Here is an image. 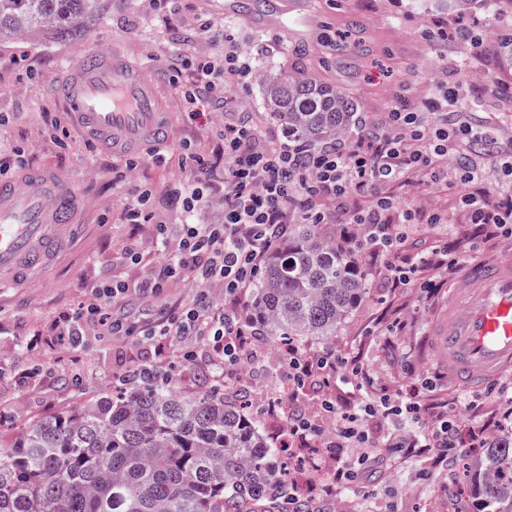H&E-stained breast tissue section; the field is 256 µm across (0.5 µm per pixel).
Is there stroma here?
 I'll list each match as a JSON object with an SVG mask.
<instances>
[{"label": "stroma", "mask_w": 512, "mask_h": 512, "mask_svg": "<svg viewBox=\"0 0 512 512\" xmlns=\"http://www.w3.org/2000/svg\"><path fill=\"white\" fill-rule=\"evenodd\" d=\"M321 20L315 42L278 43L276 36L241 19L229 21L236 43L251 52L258 68L278 71L303 60L322 79L352 93L365 120H382L391 107H417L430 89L442 84L458 91L460 104L474 127L491 131L481 162L494 165L496 145L512 142V74L498 66L491 51L493 27H512V12L485 0L471 26L483 34L477 51L462 50L454 34L455 21L437 0H311ZM223 22L221 0H178L175 11L155 10L148 0H112L105 17L79 39L57 43L41 32L0 43V176L13 177L16 166L54 165L72 179L86 199L81 242L64 252L43 280L0 294V442L10 443L25 424L70 411L90 399L118 389L126 372L139 364L169 375L178 394L190 396L216 388L212 354L205 341L195 344L196 359L181 357V345L164 337L100 336L86 328L80 343L62 335V315L95 302L101 286L124 281L128 289L120 305L126 321H151L162 310L189 305L198 290L190 273L167 288L158 300L144 297L137 284L154 261L126 259L131 242L150 244L157 224H178L183 214L176 192L180 182L193 179L182 158L197 156L224 168V114L252 117L270 139L281 137V124L263 105L257 80L234 85L226 104L205 99L189 104L200 64L223 56L224 43L198 27L199 15ZM123 52L148 68L171 115V135L161 156L143 157L128 170L124 156L103 154L76 130L53 90L68 67L87 53ZM147 193L149 221L128 223L126 212L135 194ZM417 223L396 255L376 247L361 250L372 292L336 336L325 342L299 343L300 351L324 352L360 360L374 395L386 394L406 403L443 406L463 431L486 441L512 427V374L493 387L465 390L450 385L437 371L427 344L433 317L448 305L454 283L444 270L429 268L423 288H393L384 280L388 263L410 265L418 253L439 242L456 262L469 258H512V234H490L466 223L458 206V191L440 190L429 179L392 189ZM448 217L447 226L424 218L431 210ZM257 357L239 371V393L225 394L227 403L248 413L265 436L278 468L309 512H479L469 489L470 448L453 462L437 459L427 448L436 419L400 425L378 417L366 429L371 444L383 448L396 435L404 448L388 454L380 468L367 471L358 484L344 489L329 475L334 464L318 444L283 449L288 435L272 414V404L316 413L322 400L348 411L360 400L358 392L330 375L327 383L288 388L282 366L288 344L258 335L252 339Z\"/></svg>", "instance_id": "1"}]
</instances>
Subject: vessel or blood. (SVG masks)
I'll use <instances>...</instances> for the list:
<instances>
[{"label":"vessel or blood","instance_id":"vessel-or-blood-1","mask_svg":"<svg viewBox=\"0 0 512 512\" xmlns=\"http://www.w3.org/2000/svg\"><path fill=\"white\" fill-rule=\"evenodd\" d=\"M318 20L306 0H272L264 27L285 39L306 38ZM86 136L101 148L169 140L153 80L120 56L90 54L56 90ZM72 182L46 167L0 181V285L41 276L82 227ZM432 358L450 384L481 388L512 369V262L463 265L447 309L432 322Z\"/></svg>","mask_w":512,"mask_h":512}]
</instances>
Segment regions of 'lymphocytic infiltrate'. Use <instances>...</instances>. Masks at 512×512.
Segmentation results:
<instances>
[{"mask_svg":"<svg viewBox=\"0 0 512 512\" xmlns=\"http://www.w3.org/2000/svg\"><path fill=\"white\" fill-rule=\"evenodd\" d=\"M253 74L250 54L232 40H225L223 62H210L202 68L199 94L216 96ZM479 141L467 113L458 107L457 94L445 90L426 98L417 109H392L385 121L363 124L355 136L329 149L269 140L263 128L249 118L225 123L224 193L220 200L223 223H187L173 238L166 225H159L152 240L159 259L141 288L144 293L159 294L181 267L192 272L197 287L223 288L228 304L218 308L201 295L179 312L166 313L140 326L128 325L105 311L125 289L122 282L113 280L103 287L102 303L65 317L62 333L80 336L90 325L104 336L117 332L128 336H198L212 348L217 374L225 387H232L247 342L239 321L238 299L288 225L308 217L327 221L328 203L350 202L356 191L370 187L375 191L370 205L357 209L354 217L366 245L386 241L405 246L415 215L401 209L388 188L406 181L409 174L423 171L440 186L462 189L460 202L467 223L511 231L512 196L493 202L471 190L472 185L489 179L488 170L468 153ZM451 156L456 159L454 167L444 166V159ZM334 368L340 369L344 383L355 390H363L368 382L366 371L357 362L348 361L340 367L327 353L310 354L295 348L287 353L285 370L292 384L322 378ZM394 410L386 395L361 401L356 409L338 415L337 432L329 439L316 419L293 411L289 414L288 440L294 444L321 440L323 455L337 463L333 480L350 484L357 480L362 465L381 459L362 429L364 421Z\"/></svg>","mask_w":512,"mask_h":512,"instance_id":"1","label":"lymphocytic infiltrate"}]
</instances>
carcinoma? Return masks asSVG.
I'll return each mask as SVG.
<instances>
[{
    "label": "carcinoma",
    "mask_w": 512,
    "mask_h": 512,
    "mask_svg": "<svg viewBox=\"0 0 512 512\" xmlns=\"http://www.w3.org/2000/svg\"><path fill=\"white\" fill-rule=\"evenodd\" d=\"M112 0H0V42L33 27L58 40L86 34ZM482 0H448L469 14ZM512 66V29L494 33ZM284 133L313 148L359 126L358 100L303 70L258 74ZM323 225L292 224L252 285L245 320L273 338L336 335L371 292L357 253ZM483 512H512V431L488 440L469 472ZM283 484L267 441L224 396L177 394L168 380L129 381L117 396L31 423L0 444V512H280Z\"/></svg>",
    "instance_id": "1"
}]
</instances>
